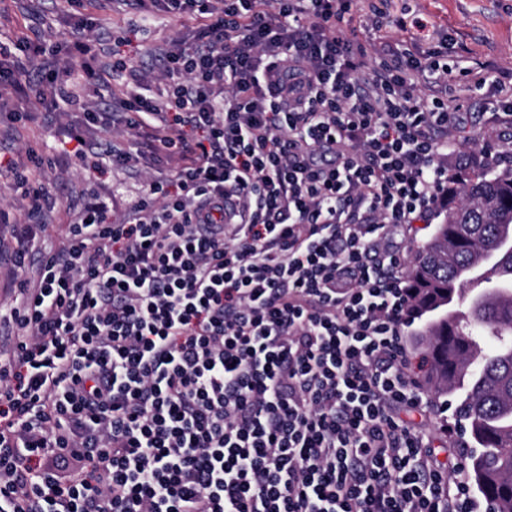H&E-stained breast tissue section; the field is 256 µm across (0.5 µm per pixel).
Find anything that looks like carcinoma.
Returning <instances> with one entry per match:
<instances>
[{
  "mask_svg": "<svg viewBox=\"0 0 512 512\" xmlns=\"http://www.w3.org/2000/svg\"><path fill=\"white\" fill-rule=\"evenodd\" d=\"M431 238L407 273L410 320L431 397L460 402L471 483L493 512H512V168L474 163L448 175Z\"/></svg>",
  "mask_w": 512,
  "mask_h": 512,
  "instance_id": "obj_1",
  "label": "carcinoma"
}]
</instances>
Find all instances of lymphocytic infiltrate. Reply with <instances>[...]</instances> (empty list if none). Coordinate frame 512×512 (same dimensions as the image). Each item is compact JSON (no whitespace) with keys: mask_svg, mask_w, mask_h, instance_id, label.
<instances>
[{"mask_svg":"<svg viewBox=\"0 0 512 512\" xmlns=\"http://www.w3.org/2000/svg\"><path fill=\"white\" fill-rule=\"evenodd\" d=\"M135 2L195 18L194 41L116 101L89 26L41 75L46 106L126 114L147 177L122 222L93 197L41 254L51 202L16 177L32 222L0 234V512H478L415 421L393 244L467 131L452 66L369 50L352 0ZM462 73L512 125V84Z\"/></svg>","mask_w":512,"mask_h":512,"instance_id":"lymphocytic-infiltrate-1","label":"lymphocytic infiltrate"}]
</instances>
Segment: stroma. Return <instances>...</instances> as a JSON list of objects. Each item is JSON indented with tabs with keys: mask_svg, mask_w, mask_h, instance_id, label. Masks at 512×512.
Segmentation results:
<instances>
[{
	"mask_svg": "<svg viewBox=\"0 0 512 512\" xmlns=\"http://www.w3.org/2000/svg\"><path fill=\"white\" fill-rule=\"evenodd\" d=\"M373 2L355 0L352 6V26L359 40L378 47L394 42L418 56L433 49L447 53L452 60L462 55L473 64H493L500 80L512 79V0H389L391 15L404 18L406 26L379 30L371 25ZM79 21L94 24L101 32L105 48L101 82L115 93L130 86L129 68L150 63L153 51L165 47L170 39L197 31L191 18L140 13L126 0H107L102 8L94 0H0V42L11 48L22 42L55 46L68 40ZM451 82L470 108L469 141L448 155V165L453 168L459 156L482 157L483 143L498 140L500 130L487 122L483 91L472 87L457 71L452 72ZM62 123L85 135V157L65 154L58 134ZM105 136L98 127L87 125L84 113L76 107L64 103L54 113L36 104L33 96L10 98L8 111L0 114V210L11 223H26L25 210L12 188V168L27 162L31 154L35 161L28 163L30 182L46 186L57 200L39 233L41 246L61 242L71 220L70 203L82 202L88 190L111 195L110 217L118 219L142 193L145 163L115 166L105 160L101 172L88 174L87 161L94 158ZM420 424L438 461L453 466V448L460 436L452 412L431 409Z\"/></svg>",
	"mask_w": 512,
	"mask_h": 512,
	"instance_id": "35a3bbf8",
	"label": "stroma"
}]
</instances>
